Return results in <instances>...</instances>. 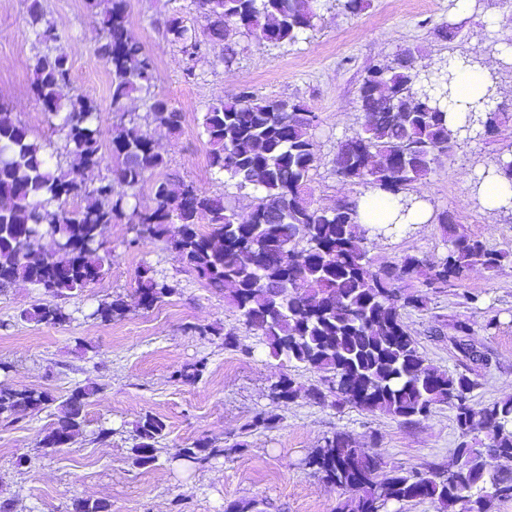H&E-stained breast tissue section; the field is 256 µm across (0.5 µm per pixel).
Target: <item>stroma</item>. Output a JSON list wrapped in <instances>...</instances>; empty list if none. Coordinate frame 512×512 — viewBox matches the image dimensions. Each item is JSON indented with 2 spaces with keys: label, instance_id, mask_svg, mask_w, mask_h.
I'll list each match as a JSON object with an SVG mask.
<instances>
[{
  "label": "stroma",
  "instance_id": "1",
  "mask_svg": "<svg viewBox=\"0 0 512 512\" xmlns=\"http://www.w3.org/2000/svg\"><path fill=\"white\" fill-rule=\"evenodd\" d=\"M68 55L71 83L65 96L90 94L98 105L103 147H110L116 119L110 107L111 77L94 52L102 16L87 0H42ZM131 28L155 64V92L184 114L178 132L147 124L167 162L156 178L175 176L198 191L224 196L239 214L255 203L249 190L237 189L209 165L210 146L202 128L209 105L249 90L261 96L304 102L318 117L314 129L317 165L308 199L313 207L335 206L363 195L365 186L343 182L335 173L340 140L360 128L359 89L369 70L412 49L428 61L477 56L498 82L500 102L512 104V53L492 51L494 40L512 39V0H367L360 13L344 11L337 0H319L314 31L296 43L272 46L237 34L232 55L208 42L207 21L194 0H127ZM178 14L195 34L202 57L189 63L180 46L165 36L163 22ZM454 38L438 37L439 29ZM37 46L27 32L26 0H0V102L6 103L39 140L49 142L53 159L70 167L65 137L33 97L32 58ZM512 150V125L491 136L461 144L441 158L427 179L414 183L411 195L429 210L452 213L458 228L482 238L496 250L512 251V213L477 204L476 175L499 152ZM106 246L111 266L103 279L64 299L70 322L37 325L21 321V310L54 298L19 282L0 294V387L35 388L57 398L77 386L93 388L83 434L71 445L42 454L37 442L50 427L48 413L0 423V499L11 512H66L77 498H104L112 512H224L230 502L250 504V512H336L350 494L315 475L306 461L323 437L344 432L373 449L384 467L421 471L447 466L460 441L454 413L437 406L419 423L407 425L380 411L352 406L317 405L308 399L280 405L281 422L271 431L243 433V425L269 408L271 383L294 373L303 385L320 382L317 373L290 369L269 356L258 336L244 328L222 292L179 262L165 241H136L128 219L108 225ZM374 266L404 255L432 259L445 254L439 225H413L410 233L369 237ZM146 267L165 274L178 292L150 309L130 306L112 322L94 319L100 300L132 297L137 276ZM477 295L472 308L468 295ZM497 318L495 334L483 332ZM403 321L427 362L438 370L459 371L464 360L455 345L456 326L466 322V343L481 356L471 369L477 385L474 405L512 399V260L497 271L473 269L465 280L432 295L425 310L409 311ZM191 324L234 332L236 345L188 332ZM206 360L201 380L183 384L174 373ZM152 415L165 425L161 452L149 468L132 466L127 450L133 426ZM112 430L97 439L99 427ZM205 439L223 448V457L202 466L177 461V450Z\"/></svg>",
  "mask_w": 512,
  "mask_h": 512
}]
</instances>
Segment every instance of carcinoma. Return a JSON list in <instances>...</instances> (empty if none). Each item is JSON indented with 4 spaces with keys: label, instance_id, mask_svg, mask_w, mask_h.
<instances>
[{
    "label": "carcinoma",
    "instance_id": "cac0c4a2",
    "mask_svg": "<svg viewBox=\"0 0 512 512\" xmlns=\"http://www.w3.org/2000/svg\"><path fill=\"white\" fill-rule=\"evenodd\" d=\"M27 26L42 45L33 57L31 90L49 119L60 120L65 148L79 163L63 169L51 165L47 145L33 138L12 109L0 103V293L18 281L66 299L97 282L105 273L102 253L107 226L130 208L136 189L166 165L148 132L128 115L125 103L137 96L152 122L180 130L183 113L154 94V67L128 23L126 0H88L100 11L102 33L95 52L112 76V112L120 116L112 152H102L96 103L77 93L62 104L61 89L70 84L67 54L41 0H27ZM317 0H197L209 21L213 46L222 45L227 28L272 44L295 43L315 29ZM168 39L181 45L193 62L201 44L173 14L164 22ZM428 63L406 50L368 74L359 90L362 124L353 136L338 142L336 175L345 182L366 184L397 198L401 214L416 199L409 187L425 179L438 161L461 141L490 135L507 122L496 112L498 92L487 88L480 97L455 95L458 63ZM451 112L464 122L448 123ZM317 115L301 101L259 98L242 91L230 101L209 106L203 132L210 145L209 165L240 189L251 188L256 204L249 217L238 218L222 195H207L172 177L153 185L152 208L132 211L136 238L166 240L178 260L219 290L229 287L228 301L242 324L261 336L271 356L295 368L329 375L327 389L307 390L289 375L270 386L268 397L280 405L308 396L323 404H351L382 411L403 424H415L446 404L455 415L461 441L452 463L427 472L402 467L383 469L376 453L360 447L345 433L324 438L308 459L322 479L355 493L340 512H388L390 504L431 500L448 512H493L496 502L512 498V472L492 465L512 458V399L476 409L470 394L477 381L467 372H442L426 362L402 321V312L426 308L429 294L463 280L482 267L494 272L512 257L494 250L448 222V211L432 215L445 233L446 253L431 261L406 255L399 262L372 269L363 243L369 234H396L402 227H369L360 222L355 201L333 208H315L307 199L310 172L316 167L313 129ZM112 165V178L95 172ZM499 178L512 185V151L495 158L473 180L472 191ZM81 205L69 209V200ZM207 221L209 231L199 229ZM54 238L47 252L40 240ZM274 241L279 257L267 251ZM177 292L167 278L143 269L135 289L138 304L148 309ZM126 301L104 300L92 313L103 322L125 316ZM20 320L60 325L72 320L59 304H36ZM198 336H222L235 346L234 334L216 327L190 325ZM207 368L201 359L183 366L176 377L193 384ZM94 395L75 387L59 401L46 391L0 388V420L32 416L55 407L54 421L39 447L57 451L70 445L85 427V408ZM281 417L274 410L256 413L244 431L272 430ZM164 423L145 415L136 421L129 459L137 467L158 460L157 445ZM485 435L488 443L467 438ZM205 439L179 451L186 463L207 464L224 455ZM68 512H112L103 499L73 500Z\"/></svg>",
    "mask_w": 512,
    "mask_h": 512
}]
</instances>
